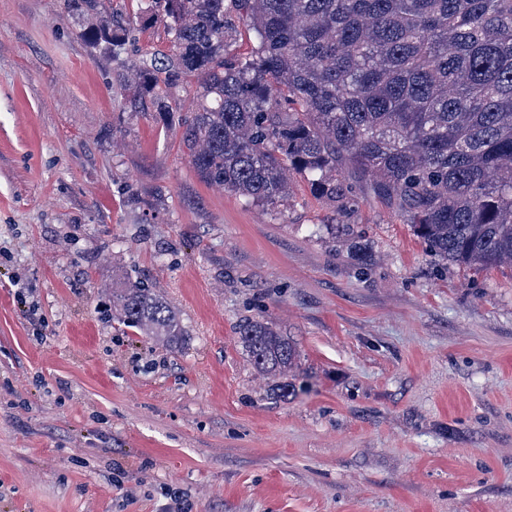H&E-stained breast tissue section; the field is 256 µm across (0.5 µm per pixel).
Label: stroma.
<instances>
[{"mask_svg":"<svg viewBox=\"0 0 512 512\" xmlns=\"http://www.w3.org/2000/svg\"><path fill=\"white\" fill-rule=\"evenodd\" d=\"M83 26L0 0V512H512V267L440 268L366 193L203 184ZM127 275L181 347L113 317ZM258 315L300 354L282 398ZM239 340L255 369L272 382V391H294L288 377L297 367L295 343L263 316L245 318L237 327Z\"/></svg>","mask_w":512,"mask_h":512,"instance_id":"35a3bbf8","label":"stroma"}]
</instances>
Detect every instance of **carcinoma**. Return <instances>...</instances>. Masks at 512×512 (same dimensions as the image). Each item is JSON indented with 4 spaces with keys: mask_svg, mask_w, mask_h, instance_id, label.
<instances>
[{
    "mask_svg": "<svg viewBox=\"0 0 512 512\" xmlns=\"http://www.w3.org/2000/svg\"><path fill=\"white\" fill-rule=\"evenodd\" d=\"M106 0H63L129 84L125 110L178 123L198 179L276 209L292 174L334 211L370 191L414 226L442 265L512 264V0H145L169 47L142 51L137 23ZM257 44L229 47L240 27ZM197 83L191 111L172 91ZM122 323L182 345L179 312L129 276L112 285ZM239 340L272 391L290 393L295 343L263 316Z\"/></svg>",
    "mask_w": 512,
    "mask_h": 512,
    "instance_id": "cac0c4a2",
    "label": "carcinoma"
}]
</instances>
